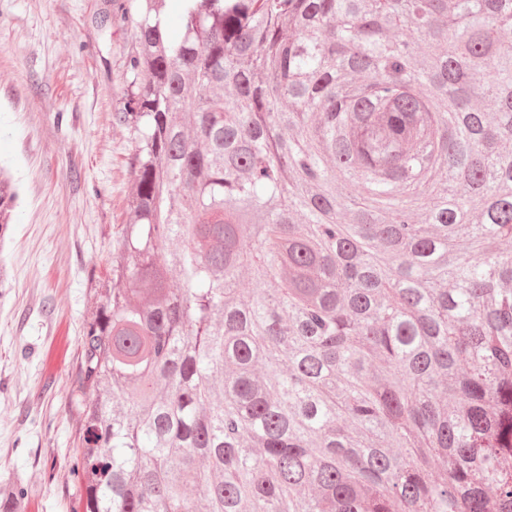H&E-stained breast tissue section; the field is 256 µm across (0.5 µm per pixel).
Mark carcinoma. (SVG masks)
Returning a JSON list of instances; mask_svg holds the SVG:
<instances>
[{"mask_svg": "<svg viewBox=\"0 0 512 512\" xmlns=\"http://www.w3.org/2000/svg\"><path fill=\"white\" fill-rule=\"evenodd\" d=\"M145 2L78 507L512 512V0Z\"/></svg>", "mask_w": 512, "mask_h": 512, "instance_id": "cac0c4a2", "label": "carcinoma"}]
</instances>
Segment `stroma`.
I'll return each instance as SVG.
<instances>
[{
    "mask_svg": "<svg viewBox=\"0 0 512 512\" xmlns=\"http://www.w3.org/2000/svg\"><path fill=\"white\" fill-rule=\"evenodd\" d=\"M112 0H0V164L20 200L0 297V485L28 512H75L68 394L127 219L133 134L123 105L129 27ZM64 121H57V114ZM5 489L3 492L0 489V511L24 512L25 509L23 508V505L28 502V488L23 484L16 482Z\"/></svg>",
    "mask_w": 512,
    "mask_h": 512,
    "instance_id": "obj_1",
    "label": "stroma"
}]
</instances>
